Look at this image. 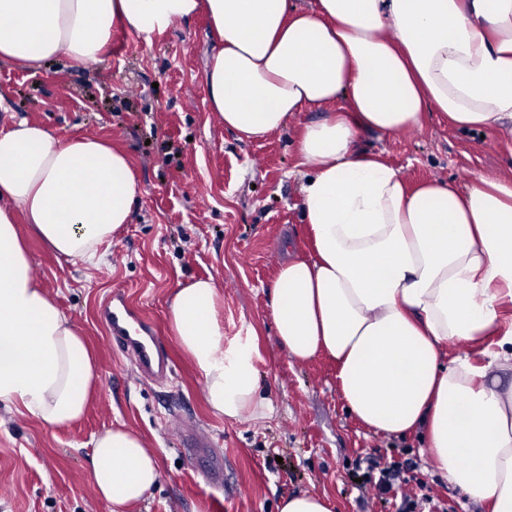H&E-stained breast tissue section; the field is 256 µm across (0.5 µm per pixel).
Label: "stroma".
<instances>
[{
    "label": "stroma",
    "instance_id": "35a3bbf8",
    "mask_svg": "<svg viewBox=\"0 0 512 512\" xmlns=\"http://www.w3.org/2000/svg\"><path fill=\"white\" fill-rule=\"evenodd\" d=\"M213 33L205 17L175 24L152 40L118 28L102 60L89 67L62 60L41 67L0 63V125L25 119L57 139L104 138L133 161L141 194L132 221L106 246L99 265L58 258L26 224L37 279L86 337L98 375L85 416L52 431L0 409V512H112L90 485L92 438L125 425L145 439L160 479L131 512H277L297 492L324 496L331 512H395L390 497L362 493L352 478L356 458L408 454L415 474L446 512H488L451 487L418 434H383L348 412L336 367L320 356L290 359L275 336L270 289L284 244L306 251L293 178L302 127L337 111L296 113L281 129L242 142L206 103L204 72ZM413 183L451 179L466 187L479 175L512 178V134L462 131L435 114L399 135L367 134ZM214 277L222 284L226 341L256 338L257 383L275 407L263 420L215 415L191 361L167 334V311L178 284ZM122 295L154 323L170 357L163 377H142L107 337L106 301ZM196 425L207 446L190 456L173 431Z\"/></svg>",
    "mask_w": 512,
    "mask_h": 512
}]
</instances>
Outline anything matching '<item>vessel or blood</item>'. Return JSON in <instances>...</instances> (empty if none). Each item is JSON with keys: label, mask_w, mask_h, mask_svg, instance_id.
<instances>
[{"label": "vessel or blood", "mask_w": 512, "mask_h": 512, "mask_svg": "<svg viewBox=\"0 0 512 512\" xmlns=\"http://www.w3.org/2000/svg\"><path fill=\"white\" fill-rule=\"evenodd\" d=\"M113 345L128 354L142 376L155 377L168 369V359L152 324L137 317L126 302L105 310Z\"/></svg>", "instance_id": "vessel-or-blood-1"}]
</instances>
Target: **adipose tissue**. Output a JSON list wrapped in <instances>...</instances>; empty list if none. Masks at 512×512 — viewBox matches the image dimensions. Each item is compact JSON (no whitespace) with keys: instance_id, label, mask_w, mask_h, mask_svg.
<instances>
[{"instance_id":"obj_1","label":"adipose tissue","mask_w":512,"mask_h":512,"mask_svg":"<svg viewBox=\"0 0 512 512\" xmlns=\"http://www.w3.org/2000/svg\"><path fill=\"white\" fill-rule=\"evenodd\" d=\"M205 15L216 36L206 101L252 141L345 98L297 140L307 256L281 263L270 312L299 363H336L348 409L378 433H422L438 470L490 512H512V180L410 185L364 133L433 112L458 129L512 120V0H0V62H99L124 26L151 37ZM131 160L93 136L67 141L25 120L0 128V403L55 429L86 412L98 376L85 336L31 272L18 226L56 256L98 265L132 219ZM214 278L178 286L168 327L209 408L260 420L254 341L225 343ZM453 339L492 341L498 374L456 359ZM88 475L112 512L156 486L158 461L124 426L92 441Z\"/></svg>"}]
</instances>
